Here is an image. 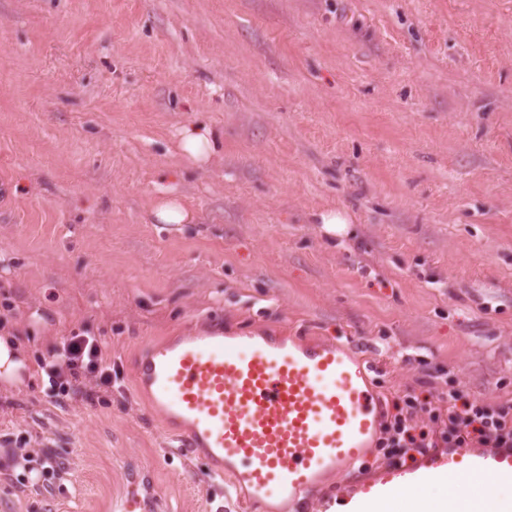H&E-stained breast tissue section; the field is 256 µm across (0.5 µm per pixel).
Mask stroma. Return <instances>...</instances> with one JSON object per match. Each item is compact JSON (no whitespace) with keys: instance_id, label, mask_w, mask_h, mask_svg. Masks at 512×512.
<instances>
[{"instance_id":"obj_1","label":"stroma","mask_w":512,"mask_h":512,"mask_svg":"<svg viewBox=\"0 0 512 512\" xmlns=\"http://www.w3.org/2000/svg\"><path fill=\"white\" fill-rule=\"evenodd\" d=\"M165 189L195 223L150 220ZM209 323L354 345L386 414L512 405V0H0V465L66 464L52 497L0 481L8 512H101L130 469L167 512H243L136 390L144 343ZM75 333L112 386L59 405L38 361ZM388 466L314 495L349 512ZM215 139L208 128L186 129L179 144V158L185 164L201 165L214 150ZM23 367L24 355L19 342L9 331L0 332V370L5 377H10Z\"/></svg>"}]
</instances>
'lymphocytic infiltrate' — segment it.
Wrapping results in <instances>:
<instances>
[{"mask_svg":"<svg viewBox=\"0 0 512 512\" xmlns=\"http://www.w3.org/2000/svg\"><path fill=\"white\" fill-rule=\"evenodd\" d=\"M103 351L90 336L75 334L62 341L42 363L49 376L52 396L60 398L79 391L83 372L96 368L102 386H109L112 376L102 369ZM424 410L431 422L429 429H417L416 410ZM486 448H512V406L494 407L481 400H466L456 390L438 392L425 399L406 394L393 402V412L382 425L380 448L390 457L408 458L429 448H466L472 444ZM21 472L10 475L19 490L30 488L55 494V478L64 471V462L51 450H43L39 467L29 465V457L13 454Z\"/></svg>","mask_w":512,"mask_h":512,"instance_id":"obj_1","label":"lymphocytic infiltrate"}]
</instances>
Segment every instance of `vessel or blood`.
Returning <instances> with one entry per match:
<instances>
[{"mask_svg": "<svg viewBox=\"0 0 512 512\" xmlns=\"http://www.w3.org/2000/svg\"><path fill=\"white\" fill-rule=\"evenodd\" d=\"M139 389L180 448L247 494L248 512L272 495L310 508L315 482L360 459L380 426L369 368L351 347L305 336H228L212 324L193 336L144 345ZM512 485V454H434L425 468L388 470L360 490L352 512H380L407 485L454 483L463 471ZM113 512H162L148 476L126 477Z\"/></svg>", "mask_w": 512, "mask_h": 512, "instance_id": "vessel-or-blood-1", "label": "vessel or blood"}]
</instances>
